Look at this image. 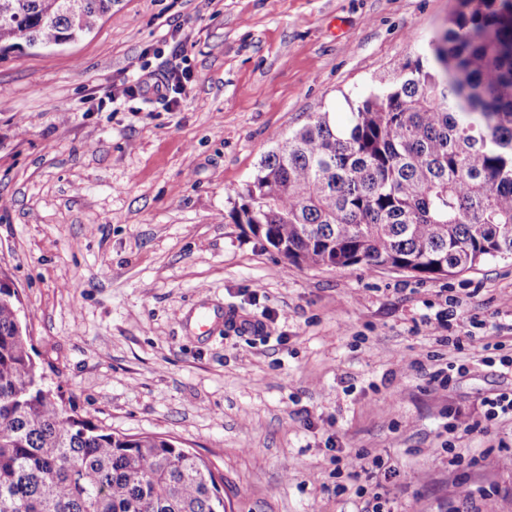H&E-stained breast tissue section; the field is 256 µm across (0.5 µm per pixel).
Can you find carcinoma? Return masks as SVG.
Returning <instances> with one entry per match:
<instances>
[{"label": "carcinoma", "mask_w": 512, "mask_h": 512, "mask_svg": "<svg viewBox=\"0 0 512 512\" xmlns=\"http://www.w3.org/2000/svg\"><path fill=\"white\" fill-rule=\"evenodd\" d=\"M115 0H0V55L75 43ZM234 223L305 267L427 278L512 260V0H458L341 130L316 113L232 191ZM0 272V512H226L175 440L114 433L41 388L19 292Z\"/></svg>", "instance_id": "cac0c4a2"}]
</instances>
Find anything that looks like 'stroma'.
<instances>
[{"instance_id":"obj_1","label":"stroma","mask_w":512,"mask_h":512,"mask_svg":"<svg viewBox=\"0 0 512 512\" xmlns=\"http://www.w3.org/2000/svg\"><path fill=\"white\" fill-rule=\"evenodd\" d=\"M455 7L117 0L79 42L0 57V270L70 414L173 437L223 477L227 512H363L371 492L454 512L458 479L512 512V419L448 429L449 412L479 420L484 396L512 393L481 360L487 343L512 357V260L440 279L302 267L228 217V189L278 140L314 112L347 125L406 60H429ZM138 65L190 73L177 107L132 93ZM228 310L264 331L226 327ZM359 452L384 466L354 482L339 463Z\"/></svg>"}]
</instances>
